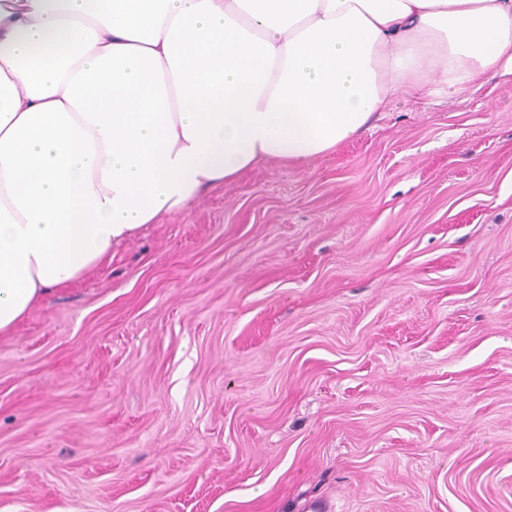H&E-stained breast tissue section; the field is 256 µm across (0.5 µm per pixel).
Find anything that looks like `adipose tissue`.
I'll return each instance as SVG.
<instances>
[{
  "label": "adipose tissue",
  "mask_w": 512,
  "mask_h": 512,
  "mask_svg": "<svg viewBox=\"0 0 512 512\" xmlns=\"http://www.w3.org/2000/svg\"><path fill=\"white\" fill-rule=\"evenodd\" d=\"M491 71L512 0H0V333L205 190Z\"/></svg>",
  "instance_id": "obj_1"
}]
</instances>
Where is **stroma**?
<instances>
[{
    "label": "stroma",
    "instance_id": "obj_1",
    "mask_svg": "<svg viewBox=\"0 0 512 512\" xmlns=\"http://www.w3.org/2000/svg\"><path fill=\"white\" fill-rule=\"evenodd\" d=\"M512 512V82L395 101L0 334V512Z\"/></svg>",
    "mask_w": 512,
    "mask_h": 512
}]
</instances>
